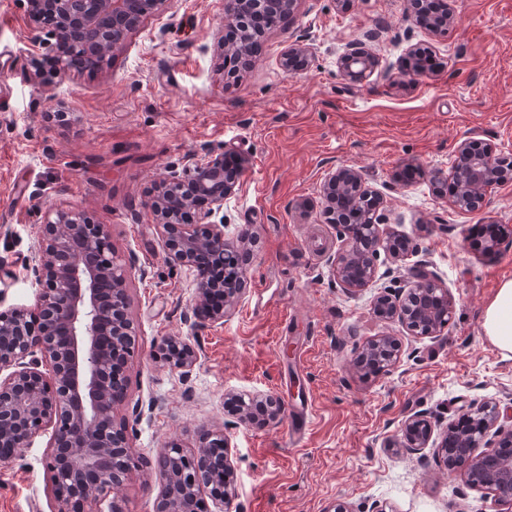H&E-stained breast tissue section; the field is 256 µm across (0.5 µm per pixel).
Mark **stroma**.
I'll list each match as a JSON object with an SVG mask.
<instances>
[{
  "label": "stroma",
  "mask_w": 512,
  "mask_h": 512,
  "mask_svg": "<svg viewBox=\"0 0 512 512\" xmlns=\"http://www.w3.org/2000/svg\"><path fill=\"white\" fill-rule=\"evenodd\" d=\"M453 25L434 33L410 17L409 0H298L268 30L250 67L228 77L218 40L224 0H170L144 20L101 68L69 70L51 84L31 74V54L53 59L24 0H0V312L35 310V242L52 207L85 210L107 225L127 281L137 343L125 368L127 395L116 421L136 459L157 458L171 442L196 452L201 433L228 444L235 512H499L492 489L449 472L435 449L405 446L403 425L425 412L436 429L465 405L487 398L512 406V356L483 333L487 306L512 280V244L484 256L479 224L512 225V182L487 207L455 210L437 193L435 171L451 172L454 146L479 136L512 154V0H446ZM305 69L280 58L294 41ZM378 59L362 85L337 67L349 44ZM425 47L435 68L413 75L409 49ZM65 105L72 123L51 118ZM232 149L247 170L224 202V231L256 234L246 298L224 322L186 312L195 305L191 271L169 265L160 229L142 207L161 175L188 155ZM359 169L383 193L387 231L418 243L455 304L436 337L411 335L372 312L380 285L348 295L331 280L342 243L329 224L322 183L332 167ZM402 346L386 374L353 367L371 339ZM185 336L201 359L191 371L163 365L155 342ZM268 393L311 414L300 442L288 418L228 425L234 396ZM145 404L142 416L132 414ZM50 431L0 465V512H54L44 466ZM165 478L135 472L116 496L123 512H153ZM307 63V48L300 41L289 45L281 58V66L286 72L301 70L307 66Z\"/></svg>",
  "instance_id": "stroma-1"
}]
</instances>
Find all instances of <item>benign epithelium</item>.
Listing matches in <instances>:
<instances>
[{"mask_svg": "<svg viewBox=\"0 0 512 512\" xmlns=\"http://www.w3.org/2000/svg\"><path fill=\"white\" fill-rule=\"evenodd\" d=\"M168 0H26L31 27L45 31L47 40L66 46L48 74L40 58L33 55L29 65L34 78L50 84L61 69L80 64L87 57L100 54L108 60L127 36L145 18L164 11ZM308 63L307 48L301 42L288 46L281 58L287 72L303 69ZM376 62L361 44H356L338 59V68L355 86L373 72ZM468 165L466 174L456 183L451 195L453 207L461 213L485 208L487 194L505 178L512 176V155L497 152L495 145L482 138L468 136L455 146L454 166ZM246 160L237 158L227 165L222 154L203 160L188 158L182 166L166 172L156 186V193L144 207L153 223L166 238V260L185 267L194 275L197 301L192 315L206 313L212 322H224L233 308L245 298L248 280L240 278L224 303L208 305L223 287L213 283L206 265L198 257L214 260L238 244L252 238V226L245 224L237 235L224 233V220L212 217L224 209V200L239 188ZM349 184L366 190L361 172L340 167L328 173L323 182L326 200L336 197V190ZM374 205L367 224L372 237L361 243L352 224L336 225L343 243L342 251L332 258L331 274L336 287L346 294L358 293L375 282L391 276L392 270L379 271L377 255L384 251L398 260L415 258L410 275L395 279V287H384L373 300V313L384 320H397L409 331L436 336L450 322L454 305L448 290L419 257V245L407 237L383 236L384 196L369 191ZM135 260L120 261L112 248L107 226L96 223L79 209H50L45 212L36 242L33 274L39 288V315L15 309L0 314V464L11 461L18 448L53 426L45 457L46 469L58 493L56 512H77L89 505L88 512H99L100 497L121 487L135 463L125 457L123 471L112 467V449L127 448L124 431L113 426L117 407L124 399V387L106 386L110 368L123 367L128 353H120L118 339L136 335L129 315L127 274ZM42 352L47 370L26 363L34 349ZM382 355V371H389L400 356L401 344L392 336L371 340L357 356L368 359L370 351ZM156 358L186 370L194 367L198 352L186 340L169 336L157 344ZM252 400L269 406V420L283 414V404L274 395L258 394ZM463 418L471 421L465 431L449 424L434 437L427 416L421 412L405 424L407 447L436 448L444 455L448 471L463 473L474 487L493 489L504 512H512V416L505 415L496 402L473 403ZM214 443L195 454H186L178 444H171L158 459L166 483L155 502V512H196L198 497H188L175 490L176 484L214 489L223 512H232L235 489L227 484L230 465L223 447ZM485 452L474 454L472 450Z\"/></svg>", "mask_w": 512, "mask_h": 512, "instance_id": "1", "label": "benign epithelium"}]
</instances>
